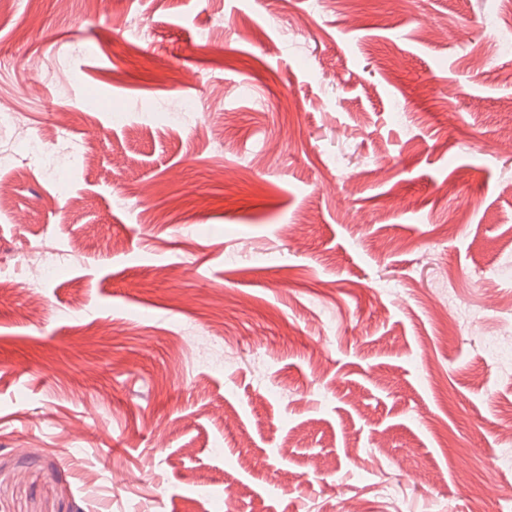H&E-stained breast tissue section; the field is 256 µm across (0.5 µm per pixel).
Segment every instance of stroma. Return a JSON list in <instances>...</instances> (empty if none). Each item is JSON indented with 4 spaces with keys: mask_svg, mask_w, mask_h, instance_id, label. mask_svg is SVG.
<instances>
[{
    "mask_svg": "<svg viewBox=\"0 0 512 512\" xmlns=\"http://www.w3.org/2000/svg\"><path fill=\"white\" fill-rule=\"evenodd\" d=\"M355 2L0 18V102L96 158L54 183L0 127V512L512 496V0ZM32 251L34 256L30 267L32 277L36 281L53 276L59 266V258L74 253L72 248L59 240L52 241L51 245L38 243Z\"/></svg>",
    "mask_w": 512,
    "mask_h": 512,
    "instance_id": "obj_1",
    "label": "stroma"
}]
</instances>
